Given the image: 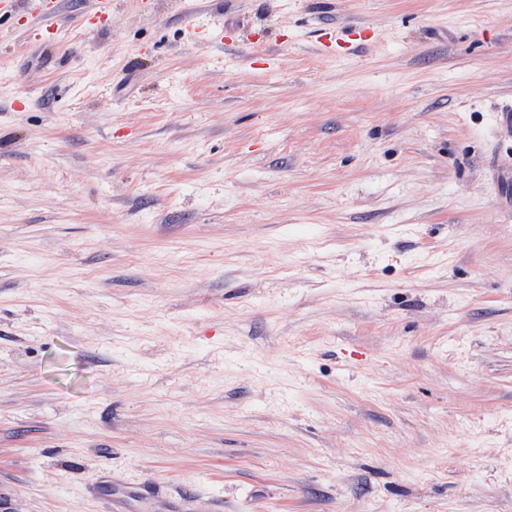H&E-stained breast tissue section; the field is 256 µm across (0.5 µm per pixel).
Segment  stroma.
I'll list each match as a JSON object with an SVG mask.
<instances>
[{"mask_svg":"<svg viewBox=\"0 0 512 512\" xmlns=\"http://www.w3.org/2000/svg\"><path fill=\"white\" fill-rule=\"evenodd\" d=\"M50 2L0 10V512H512V0H68L45 52Z\"/></svg>","mask_w":512,"mask_h":512,"instance_id":"stroma-1","label":"stroma"}]
</instances>
